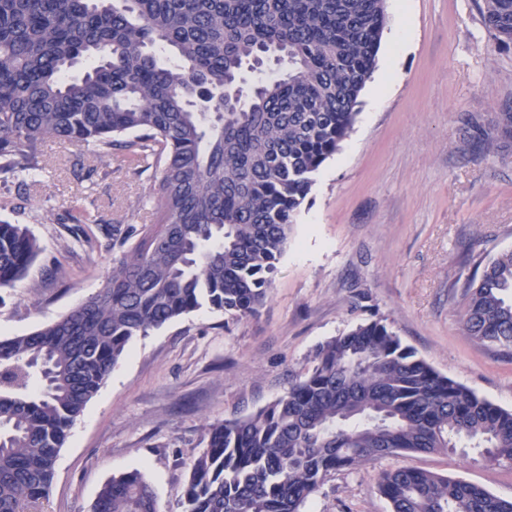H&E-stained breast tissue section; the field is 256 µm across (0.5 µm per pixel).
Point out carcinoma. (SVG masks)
<instances>
[{"mask_svg": "<svg viewBox=\"0 0 512 512\" xmlns=\"http://www.w3.org/2000/svg\"><path fill=\"white\" fill-rule=\"evenodd\" d=\"M385 0H0V173L35 178L56 139L154 169L153 224H103L104 285L57 321L0 339V512L48 496L57 457L136 336L203 306L258 314L314 174L349 136ZM512 43V0H483ZM86 63L80 79L68 73ZM257 80L244 87V71ZM40 253L0 221V288ZM463 331L512 349V250L462 286ZM181 512H301L328 477L467 442L512 461V410L442 375L380 320L315 352L272 403L204 428ZM391 512H512L460 478L379 474ZM92 512H156L145 475L108 480Z\"/></svg>", "mask_w": 512, "mask_h": 512, "instance_id": "cac0c4a2", "label": "carcinoma"}]
</instances>
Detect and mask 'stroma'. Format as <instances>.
Here are the masks:
<instances>
[{
    "label": "stroma",
    "mask_w": 512,
    "mask_h": 512,
    "mask_svg": "<svg viewBox=\"0 0 512 512\" xmlns=\"http://www.w3.org/2000/svg\"><path fill=\"white\" fill-rule=\"evenodd\" d=\"M483 0H386L388 22L350 136L301 204L259 318L204 307L148 335L88 404L34 512H91L110 478L141 470L157 512H179L206 424L247 414L303 376L317 347L379 319L441 374L512 410V355L462 330L461 284L476 262L512 249V139L488 149L512 110V45L483 24ZM37 181L0 180V220L42 251L26 281L0 288V339L84 302L112 270V243L76 242L81 209L112 223L149 217L152 172L43 142ZM458 477L512 499V466L460 454L388 456L328 478L302 512H390L380 470Z\"/></svg>",
    "instance_id": "1"
}]
</instances>
